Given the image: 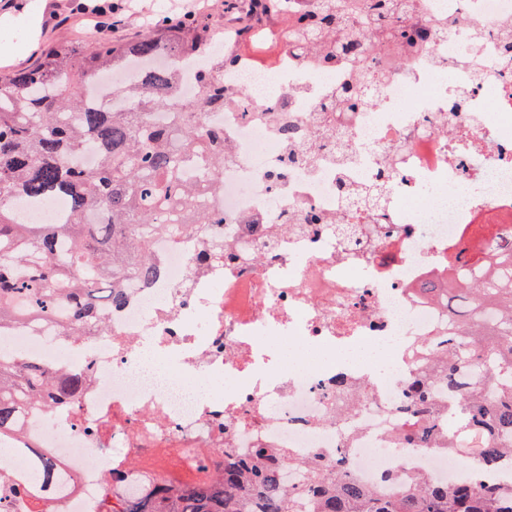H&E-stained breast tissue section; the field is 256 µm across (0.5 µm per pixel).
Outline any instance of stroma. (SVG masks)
<instances>
[{
	"label": "stroma",
	"mask_w": 512,
	"mask_h": 512,
	"mask_svg": "<svg viewBox=\"0 0 512 512\" xmlns=\"http://www.w3.org/2000/svg\"><path fill=\"white\" fill-rule=\"evenodd\" d=\"M118 6L124 26H99L97 8ZM195 12L224 20V0H0V62L28 66L40 44L55 41H101L140 34L159 16Z\"/></svg>",
	"instance_id": "35a3bbf8"
}]
</instances>
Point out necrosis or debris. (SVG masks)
I'll return each instance as SVG.
<instances>
[{"mask_svg": "<svg viewBox=\"0 0 512 512\" xmlns=\"http://www.w3.org/2000/svg\"><path fill=\"white\" fill-rule=\"evenodd\" d=\"M447 15L478 40L448 35L415 56L370 44L386 78L354 112L323 110L346 69L289 49L271 68L243 55L231 72L212 68L234 99L199 114L224 133V174L196 204L222 223L154 236L157 274L125 280L107 334L70 343L61 315L7 333L14 355L89 377L54 424L27 417L26 438L70 478L44 512H103L105 485L129 495L168 481L164 466L142 461L169 449L204 473L228 454L277 449L292 458L280 467L290 490L309 484L312 460L323 477L342 466L388 497L417 474L461 477L448 450L403 440L402 403L448 348V310L418 285L445 278L449 258L466 268L480 225L512 238V61L498 50L512 0H418L417 22ZM320 116L337 123L340 143L287 164ZM287 125L295 144L281 137ZM384 172L380 206L338 191ZM309 210L326 223H295ZM213 240L224 257L208 261Z\"/></svg>", "mask_w": 512, "mask_h": 512, "instance_id": "necrosis-or-debris-1", "label": "necrosis or debris"}]
</instances>
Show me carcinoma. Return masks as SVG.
I'll return each instance as SVG.
<instances>
[{
    "instance_id": "carcinoma-1",
    "label": "carcinoma",
    "mask_w": 512,
    "mask_h": 512,
    "mask_svg": "<svg viewBox=\"0 0 512 512\" xmlns=\"http://www.w3.org/2000/svg\"><path fill=\"white\" fill-rule=\"evenodd\" d=\"M256 13L287 20L281 43L318 64L347 67L352 80L336 91L329 112H352L362 94L384 78L368 59L373 40L407 54L424 52L430 33L410 24L417 0H316L309 20L288 12L286 0H256ZM213 25L194 17L162 18L143 33L82 44L54 42L28 66L0 73V340L5 329L23 321L70 311L66 336L78 342L104 326L101 309L123 304L114 282L148 279L152 237L171 233L168 213L182 224H208L194 198L200 188H216L224 156L215 153L223 136L196 118L177 130L152 125L154 112L189 114L226 99L224 85L210 78L207 42ZM167 50L200 61L198 101L175 100L178 73L155 68V53ZM124 71L125 110L99 112L85 93L98 77ZM94 152L96 167L78 156ZM196 155L211 156L208 167L186 182L185 164ZM389 177L379 176L358 191L340 183L344 196L360 194L381 204ZM63 201L52 224L24 221L17 203L35 210ZM495 225H481L468 251L481 278L448 276V301L458 300L459 320L448 336V360L410 386L404 438L423 439L459 456L467 475L458 482L418 479L399 497L388 498L344 475L334 484L318 479L300 495L284 490L282 457L258 448L248 461L224 460L216 476L194 475L149 488L138 496L106 494L108 512H512V480L484 484L483 472L512 458V241L499 237L493 253L484 239ZM456 389L448 428L437 426L429 392L434 380ZM87 377L65 369L0 354V441H12L9 455L26 461L16 469L0 461V500L14 487L34 497L61 490L64 476L57 460L39 449L22 447L24 416L36 407L44 416L75 403Z\"/></svg>"
}]
</instances>
